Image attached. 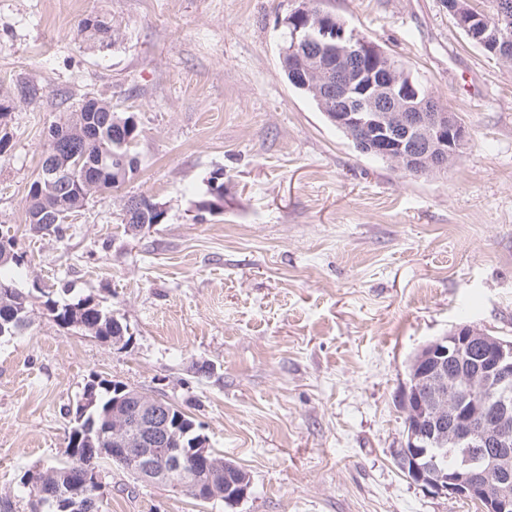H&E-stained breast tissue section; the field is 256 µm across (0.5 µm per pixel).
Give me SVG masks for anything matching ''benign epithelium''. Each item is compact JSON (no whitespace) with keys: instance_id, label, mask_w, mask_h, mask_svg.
<instances>
[{"instance_id":"1","label":"benign epithelium","mask_w":512,"mask_h":512,"mask_svg":"<svg viewBox=\"0 0 512 512\" xmlns=\"http://www.w3.org/2000/svg\"><path fill=\"white\" fill-rule=\"evenodd\" d=\"M308 9L303 4L288 20L297 58L291 80L309 87L327 109L330 121L347 132L364 152L377 153L412 176L448 169L450 148L466 141L465 127L439 110L426 92L417 90L386 57L377 43L351 39L346 26L317 13L308 29L298 25ZM452 15L459 28L496 56L512 51V26L492 24L467 3H457ZM86 121L77 114L50 131L51 152L45 174L35 185L29 205L34 220L57 222L59 210L76 198L102 191L101 181L73 184L64 153L85 140ZM412 383L404 386L400 403L408 416L402 469L406 478L434 494L454 495L476 502L481 512H512V340L492 336L474 325H460L424 345L410 362ZM126 395L112 402L102 427L94 422L65 450L73 456L83 434L107 435L109 448L99 449L128 467L137 479L170 483L195 461L209 464L208 440L200 436L193 449L172 447L171 408L142 391L119 386ZM464 451L463 461L445 472L428 463L427 444ZM102 472L90 460L83 464L81 482L66 494V512H96ZM250 478L240 472L219 492L214 475L196 478L195 499L221 500L233 505L245 499Z\"/></svg>"}]
</instances>
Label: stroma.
I'll list each match as a JSON object with an SVG mask.
<instances>
[{"label": "stroma", "mask_w": 512, "mask_h": 512, "mask_svg": "<svg viewBox=\"0 0 512 512\" xmlns=\"http://www.w3.org/2000/svg\"><path fill=\"white\" fill-rule=\"evenodd\" d=\"M296 0H0V278L28 323L0 337V512L64 461L90 382L179 406L245 470L236 507L104 470L101 512H477L411 484L394 455L414 353L459 324L512 338V64L441 0H326L439 96L469 133L444 173L359 153L280 64ZM102 17L103 46L79 31ZM42 96L18 97L20 82ZM132 118L138 168L58 231L26 224L49 130L89 98ZM224 204L208 209L210 181ZM162 223L131 234L123 202ZM88 298L127 328L115 346L53 320Z\"/></svg>", "instance_id": "1"}]
</instances>
